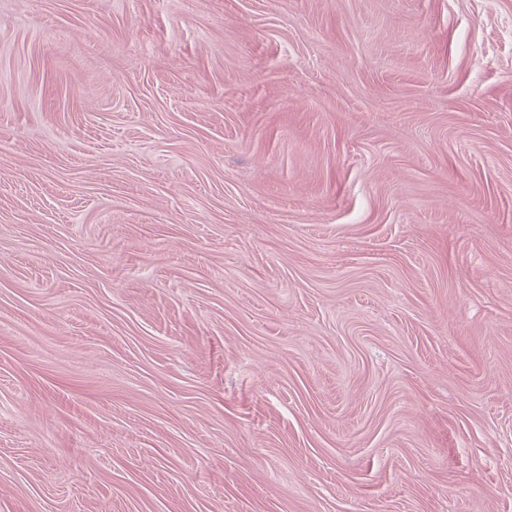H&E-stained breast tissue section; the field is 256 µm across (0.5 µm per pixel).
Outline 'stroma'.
I'll return each instance as SVG.
<instances>
[{
    "instance_id": "stroma-1",
    "label": "stroma",
    "mask_w": 512,
    "mask_h": 512,
    "mask_svg": "<svg viewBox=\"0 0 512 512\" xmlns=\"http://www.w3.org/2000/svg\"><path fill=\"white\" fill-rule=\"evenodd\" d=\"M0 512H512V0H0Z\"/></svg>"
}]
</instances>
